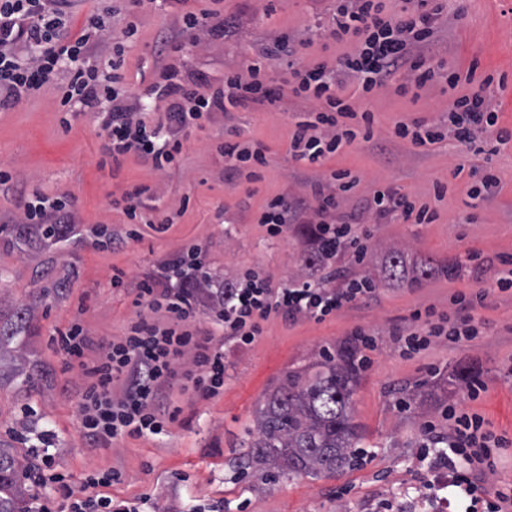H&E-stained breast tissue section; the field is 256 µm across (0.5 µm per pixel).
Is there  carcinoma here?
I'll return each mask as SVG.
<instances>
[{
    "label": "carcinoma",
    "instance_id": "carcinoma-1",
    "mask_svg": "<svg viewBox=\"0 0 512 512\" xmlns=\"http://www.w3.org/2000/svg\"><path fill=\"white\" fill-rule=\"evenodd\" d=\"M386 273L392 281L416 283L433 274L455 277L459 265L426 262L410 273L404 253L392 248ZM32 316L33 309L25 307L15 314L13 323L0 326V352ZM359 380L360 366L350 344L284 375L256 409L255 423L247 430L244 465L260 462L278 474L314 478L355 465L363 455L359 448L362 434L353 423L350 401ZM28 479L26 457L0 444V512H23L22 504L35 498L32 486L26 484Z\"/></svg>",
    "mask_w": 512,
    "mask_h": 512
}]
</instances>
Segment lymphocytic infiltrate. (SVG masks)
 I'll return each mask as SVG.
<instances>
[{
    "label": "lymphocytic infiltrate",
    "instance_id": "lymphocytic-infiltrate-1",
    "mask_svg": "<svg viewBox=\"0 0 512 512\" xmlns=\"http://www.w3.org/2000/svg\"><path fill=\"white\" fill-rule=\"evenodd\" d=\"M412 2V7L390 14L383 0H338L329 36L342 47V54L333 61L292 59L289 92L315 104L309 119L294 124L293 158L319 166L356 138L371 139L373 115L360 102L379 89L392 87L403 95L409 88L420 89L437 80L458 86L459 75L445 71L429 54L447 0ZM73 3L0 0V107L19 104L57 74H64L58 88L62 111L93 110L105 133L102 152L113 165L133 156L154 170H166L177 163L190 130L210 121L213 114L251 106L272 109L281 98L271 76L273 64L295 52L290 37L283 34L246 65L225 72L221 85L205 90L183 79L176 65H167L148 88L160 104L159 115L146 119L139 97L118 86L136 23L127 22L115 33L93 17L75 38L68 26ZM105 42L112 49L108 76L90 63ZM349 83L356 96L345 95ZM497 120L488 97L475 91L452 100L446 121L426 128L418 122H400L394 134L416 146L447 139L465 144L477 131L496 130ZM216 151L224 159L228 178L244 173L257 179L258 168L267 164L265 153L245 141L224 140ZM355 184L349 173L335 172L318 185L312 200L277 195L258 212L257 223L273 237L291 224L312 225L308 244L316 260L309 263L302 280L275 288L267 277L248 270L235 282H218L206 269L202 247L188 242L137 283L134 305L141 313L128 322L122 335L92 342L78 318L58 331L60 349L89 380L80 402V431L86 441L94 447L108 446L128 437L167 433L170 419L158 401L173 382L207 399L223 394L225 342L245 349L262 336L270 316L323 322L373 295L372 280L353 279L338 288L328 272L340 252H348L357 263L366 255V233L352 222L336 220L339 198ZM21 208L23 223L33 225L48 240L67 239L72 231L75 217L67 194L36 191L23 198ZM371 208L381 218L398 213L417 224L434 220L428 205L392 190L375 192ZM509 290L512 266L497 267L487 271L484 288L453 295L452 311L432 306L415 310L408 326L392 332L400 355L413 357L441 341L458 344L477 339L483 325L478 309L491 293ZM94 344L100 348L99 356L86 362L85 354ZM186 356L191 359L189 368L177 371V361ZM442 416L448 422L447 432L428 424L426 442L439 446L438 458L448 465L451 486L469 497L465 512H512V491L479 486L475 472L476 467L492 466L496 449L512 442L488 430L481 415L458 406L446 407ZM117 477L114 471L93 470L72 485L58 455L42 454L39 484L62 487L65 494L60 502L36 498L34 512H132L127 506L113 508L111 497L103 493Z\"/></svg>",
    "mask_w": 512,
    "mask_h": 512
}]
</instances>
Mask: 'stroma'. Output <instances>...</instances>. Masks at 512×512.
Listing matches in <instances>:
<instances>
[{"label":"stroma","instance_id":"stroma-1","mask_svg":"<svg viewBox=\"0 0 512 512\" xmlns=\"http://www.w3.org/2000/svg\"><path fill=\"white\" fill-rule=\"evenodd\" d=\"M464 6L462 18L440 20L430 54L449 70L472 73L474 84H487L499 127L512 132V0H465ZM335 10L336 0H224L225 36L201 32L195 47V38L174 24L173 0H142L135 9L129 0H77L69 29L80 32L93 16L112 29L135 21L138 32L126 50L122 87L140 92L169 62L175 40L183 45L186 76L214 86L225 69L280 34L292 39L298 57H335L336 46L327 40ZM57 94L50 83L39 96L0 110V166L13 171L12 181L0 184V225L20 219V198L34 190L69 193L77 221L73 236L55 244L0 233V321L34 306L31 326L13 343L25 349L37 377L34 387L23 389L11 365L0 368L1 444L25 452L36 434L51 432L72 481L92 469L119 471L112 498L139 512H362L367 502L374 512H385L396 496L415 493L429 481L433 460L422 453L423 427L440 421L448 405L479 413L491 431L512 439V291L488 297L480 311L483 334L473 341L439 342L407 359L391 336L393 328L409 324L414 310H449L454 292H472L483 283L467 274L417 286L392 283L384 273L388 247L401 248L412 270L425 260L445 263L467 251L496 264L512 260V141L501 145L482 134L466 146L446 140L419 147L394 135L400 121L442 120L450 89L436 84L417 99L383 90L364 100L363 108L374 116L372 139L345 146L319 167L288 153L293 125L309 102L287 94L276 112L238 108L192 134L178 165L165 172L133 157L116 167L103 165L104 133L93 114L78 113L62 125ZM233 127L267 149L268 164L257 181L224 178V159L215 146ZM488 170L498 186L472 198ZM334 171L358 178L353 192L340 198L337 215H357L372 232L362 264H349L343 253L335 268L350 278L371 279L377 296L322 323L270 318L251 348L225 345L219 397L203 399L181 385L171 387L162 402L175 415L167 434L90 446L79 429L86 379L78 367L68 366L57 331L78 316L93 339L121 335L136 313L135 284L190 241L202 245L211 274L224 282L248 270L270 277L277 287L302 279L307 240L300 225L272 237L254 216L277 195L311 199L315 184ZM440 184L445 191L439 196ZM135 185L157 188L158 207L174 213L173 224H141L137 237L127 238V218L111 201ZM387 187L428 204L435 221L376 219L364 204ZM117 269L124 273L119 288L112 285ZM359 326L377 334L371 365L362 370L351 403L364 434L359 465L317 479L283 477L258 463L238 468L263 396L286 373L314 363L322 349L346 343ZM463 368L483 385L478 399H469L467 384L456 379Z\"/></svg>","mask_w":512,"mask_h":512}]
</instances>
